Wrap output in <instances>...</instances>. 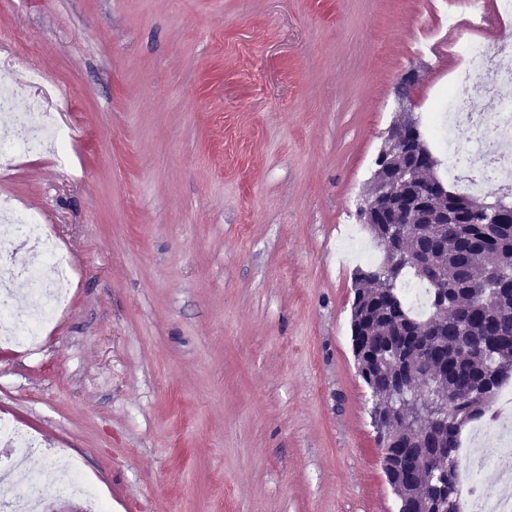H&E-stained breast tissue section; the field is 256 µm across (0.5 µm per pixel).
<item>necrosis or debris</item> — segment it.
Returning a JSON list of instances; mask_svg holds the SVG:
<instances>
[{"label":"necrosis or debris","instance_id":"1","mask_svg":"<svg viewBox=\"0 0 512 512\" xmlns=\"http://www.w3.org/2000/svg\"><path fill=\"white\" fill-rule=\"evenodd\" d=\"M512 21V0H498L494 10H487L485 0H468L466 11L448 10L441 18L443 27L454 30L490 22L506 27ZM457 65L454 80L466 76L473 60L490 64L486 85L475 87L472 97L461 98L449 90L441 92V106L434 114V131L445 157L448 179L467 193L486 186H512V158L501 157L494 167H486L485 158L494 152L498 139L512 136V41L490 42L472 37L449 47ZM14 142L30 153L61 154L65 137L50 113L39 103L27 111L13 114ZM0 220L8 221L13 235L31 244L21 270L0 269V343L29 349L37 348L43 329L57 317L67 302L63 287L68 278V261L60 253L52 236L40 225L23 223L10 200L0 199ZM23 276L31 286L34 304L21 302L8 288L15 276ZM498 435L496 447L480 441L481 428L469 433V444L462 449L463 466L457 483L466 504L465 512H512V388L502 389L489 417ZM496 469L508 490L491 498L484 494L481 473Z\"/></svg>","mask_w":512,"mask_h":512}]
</instances>
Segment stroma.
<instances>
[{
	"instance_id": "stroma-1",
	"label": "stroma",
	"mask_w": 512,
	"mask_h": 512,
	"mask_svg": "<svg viewBox=\"0 0 512 512\" xmlns=\"http://www.w3.org/2000/svg\"><path fill=\"white\" fill-rule=\"evenodd\" d=\"M422 0H0V72L48 89L65 158L0 156V198L74 273L34 350L0 348V419L112 512H395L338 248L417 66Z\"/></svg>"
}]
</instances>
